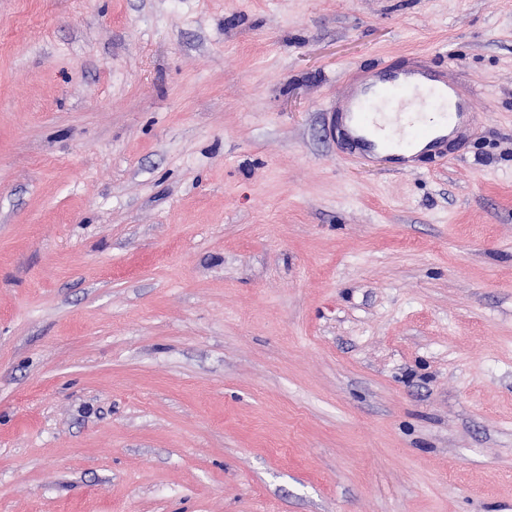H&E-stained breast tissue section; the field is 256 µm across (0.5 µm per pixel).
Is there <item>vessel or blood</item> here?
Wrapping results in <instances>:
<instances>
[{
	"label": "vessel or blood",
	"mask_w": 512,
	"mask_h": 512,
	"mask_svg": "<svg viewBox=\"0 0 512 512\" xmlns=\"http://www.w3.org/2000/svg\"><path fill=\"white\" fill-rule=\"evenodd\" d=\"M351 149L410 162L416 152L443 154L449 132L475 121L471 98L446 72L383 66L336 100Z\"/></svg>",
	"instance_id": "vessel-or-blood-1"
}]
</instances>
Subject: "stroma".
<instances>
[{
    "mask_svg": "<svg viewBox=\"0 0 512 512\" xmlns=\"http://www.w3.org/2000/svg\"><path fill=\"white\" fill-rule=\"evenodd\" d=\"M0 512H512V0H0ZM350 148L362 155L388 153L408 163L418 149L443 154L451 133L476 119L471 97L448 73L428 66L372 72L359 87L336 98Z\"/></svg>",
    "mask_w": 512,
    "mask_h": 512,
    "instance_id": "stroma-1",
    "label": "stroma"
}]
</instances>
